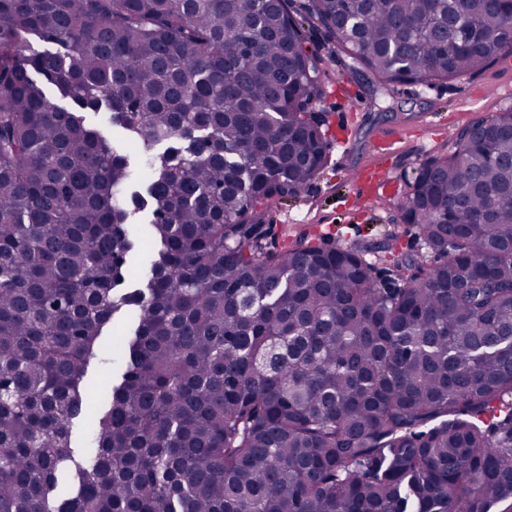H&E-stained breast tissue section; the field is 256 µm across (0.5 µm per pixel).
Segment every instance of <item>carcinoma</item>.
Wrapping results in <instances>:
<instances>
[{
	"instance_id": "obj_1",
	"label": "carcinoma",
	"mask_w": 512,
	"mask_h": 512,
	"mask_svg": "<svg viewBox=\"0 0 512 512\" xmlns=\"http://www.w3.org/2000/svg\"><path fill=\"white\" fill-rule=\"evenodd\" d=\"M305 23L388 83L512 52V0H0V512H512V107L406 181L428 268L266 248L265 205L332 145ZM103 108L148 151L128 204ZM146 208L157 250L125 291Z\"/></svg>"
}]
</instances>
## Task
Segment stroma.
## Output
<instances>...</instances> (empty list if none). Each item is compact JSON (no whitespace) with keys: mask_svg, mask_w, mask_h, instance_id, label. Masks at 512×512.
Returning a JSON list of instances; mask_svg holds the SVG:
<instances>
[{"mask_svg":"<svg viewBox=\"0 0 512 512\" xmlns=\"http://www.w3.org/2000/svg\"><path fill=\"white\" fill-rule=\"evenodd\" d=\"M305 38L310 47L320 50V74L326 87L325 96L314 109L324 113L326 129L338 143L327 167L298 197L268 204V221L275 235L303 232L354 248L392 233L397 251L415 255L421 267L430 266L429 255L421 252L413 227L401 222L392 197L363 198L355 193L345 174L378 162L389 181L403 187L420 164L451 150L452 132L473 119L512 107V97L465 99L466 94L485 85H512V70L494 64L427 89L385 84L371 75L352 73L347 56L328 41L324 31L307 29ZM402 127L408 128V135L382 158H375L373 150L381 135Z\"/></svg>","mask_w":512,"mask_h":512,"instance_id":"stroma-1","label":"stroma"}]
</instances>
